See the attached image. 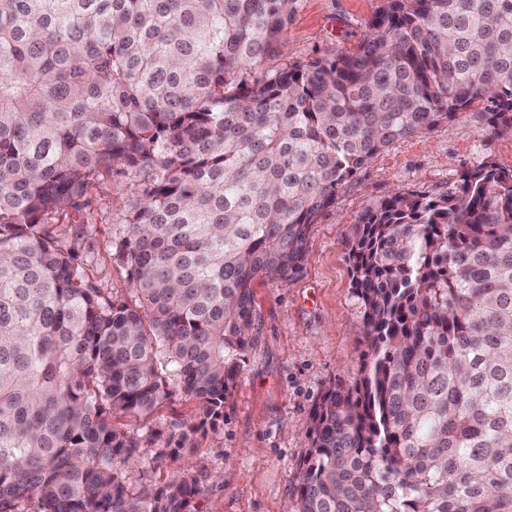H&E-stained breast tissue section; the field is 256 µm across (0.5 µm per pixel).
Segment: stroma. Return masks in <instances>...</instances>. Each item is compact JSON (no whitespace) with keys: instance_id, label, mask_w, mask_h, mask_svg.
<instances>
[{"instance_id":"35a3bbf8","label":"stroma","mask_w":512,"mask_h":512,"mask_svg":"<svg viewBox=\"0 0 512 512\" xmlns=\"http://www.w3.org/2000/svg\"><path fill=\"white\" fill-rule=\"evenodd\" d=\"M383 3L303 0L282 36L283 51L301 61L355 49ZM486 163L512 170V135L485 130L473 116L379 152L312 224L298 275L284 287L256 282V324L224 403L223 423L199 439L192 456L159 467L141 459L132 479L158 483L170 473L189 472L204 490L200 512H298L297 475L311 442L314 408L329 388L354 386L365 361L347 245L354 224L394 193H446L463 171ZM141 194L134 181L109 176L90 190L86 220L96 246L79 260L88 277L123 301L132 297L131 284L109 245Z\"/></svg>"}]
</instances>
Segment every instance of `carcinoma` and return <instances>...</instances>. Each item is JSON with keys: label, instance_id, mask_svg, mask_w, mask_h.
<instances>
[{"label": "carcinoma", "instance_id": "1", "mask_svg": "<svg viewBox=\"0 0 512 512\" xmlns=\"http://www.w3.org/2000/svg\"><path fill=\"white\" fill-rule=\"evenodd\" d=\"M302 0H0V512H198L185 456L224 420L257 279L397 140L512 132V0H386L356 51L266 69ZM144 178L112 240L134 299L77 262L90 186ZM369 361L313 413L299 512H512V170L395 193L349 243ZM199 413L156 448L176 393ZM198 404L196 401L192 399H187L185 396H182L181 393L174 396L171 401L168 402L165 408H163L159 414L160 417H157V421L155 418L149 419L146 422H137L134 418H115V421L119 423L127 424V426L131 429L140 431V426L144 423V429L152 426L153 429L160 430L164 437L168 436L173 430L174 423L179 421H183L184 418H187L190 415H194L198 412Z\"/></svg>", "mask_w": 512, "mask_h": 512}]
</instances>
